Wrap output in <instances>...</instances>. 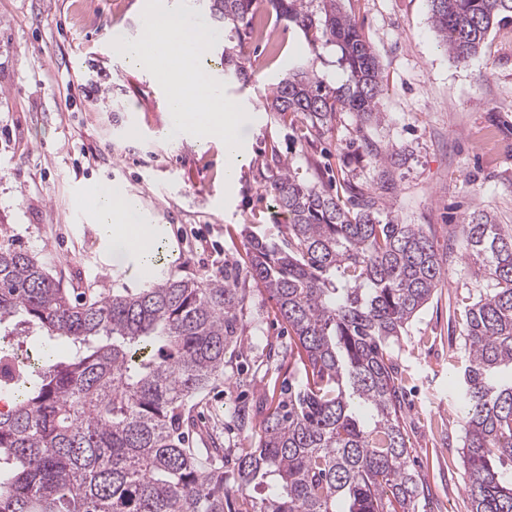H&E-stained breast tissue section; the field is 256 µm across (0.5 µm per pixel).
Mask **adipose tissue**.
<instances>
[{
	"mask_svg": "<svg viewBox=\"0 0 512 512\" xmlns=\"http://www.w3.org/2000/svg\"><path fill=\"white\" fill-rule=\"evenodd\" d=\"M135 203V198L113 189L111 185L100 184L90 192L88 211L103 239L123 243L146 268L150 265L156 234L150 226L134 224L132 209Z\"/></svg>",
	"mask_w": 512,
	"mask_h": 512,
	"instance_id": "adipose-tissue-1",
	"label": "adipose tissue"
}]
</instances>
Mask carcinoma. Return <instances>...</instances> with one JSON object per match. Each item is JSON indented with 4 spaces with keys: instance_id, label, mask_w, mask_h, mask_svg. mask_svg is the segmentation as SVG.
Instances as JSON below:
<instances>
[{
    "instance_id": "obj_1",
    "label": "carcinoma",
    "mask_w": 512,
    "mask_h": 512,
    "mask_svg": "<svg viewBox=\"0 0 512 512\" xmlns=\"http://www.w3.org/2000/svg\"><path fill=\"white\" fill-rule=\"evenodd\" d=\"M206 2L235 40L225 80L248 83L256 0ZM268 2L312 50L338 49L346 73L336 89L299 66L272 89L270 111L318 131L343 112L360 129L378 121L379 61L342 0ZM427 3L458 63L512 19V0ZM362 149L386 176L395 153L368 138ZM264 168L288 233L247 232L244 266H225L222 281L164 275L78 299L37 255L0 242V388L12 399L0 410V512H419L390 350L445 277L441 257L421 225L382 222L352 185L344 200L303 183L274 145ZM462 233L493 283L466 317L464 491L472 512H512V474L496 465L512 460V225L482 214ZM242 277L275 300L300 380L235 408L254 447L231 454L229 474L227 449H209L203 467L184 435L188 402L236 352Z\"/></svg>"
}]
</instances>
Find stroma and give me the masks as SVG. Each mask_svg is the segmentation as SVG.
I'll list each match as a JSON object with an SVG mask.
<instances>
[{"label":"stroma","mask_w":512,"mask_h":512,"mask_svg":"<svg viewBox=\"0 0 512 512\" xmlns=\"http://www.w3.org/2000/svg\"><path fill=\"white\" fill-rule=\"evenodd\" d=\"M144 5L0 0V226L64 287H144L150 277L120 243L101 242L84 206L92 186L112 181L155 211L163 250L156 273L220 280L225 262L245 255L244 225L275 231L260 166L270 145L300 180L339 195L358 185L375 197L380 220L423 225L443 258L446 276L395 346L393 364L410 468L428 491L424 512H471L458 389L465 315L488 282L467 258L462 226L478 212L512 225V20L459 64L441 46L424 0H344L380 61L381 120L360 130L345 112L324 132L266 108L271 88L300 62L313 60L329 79L338 70L329 49L310 58L303 35L276 21V44L249 40L258 80L224 90L250 116L230 189L223 146L158 139L168 123L163 90L111 46L113 31L139 36ZM72 84L80 95H70ZM363 136L395 153L387 182L362 153ZM238 339L247 360L229 362L209 387L190 447H206L212 434L221 447L242 444L232 411L263 394L253 372L267 345L288 341L274 301L251 284Z\"/></svg>","instance_id":"stroma-1"}]
</instances>
